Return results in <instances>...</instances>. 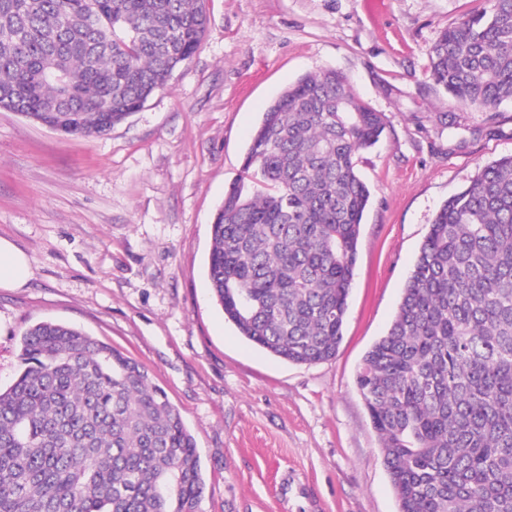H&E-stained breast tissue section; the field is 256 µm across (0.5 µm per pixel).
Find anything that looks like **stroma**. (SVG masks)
I'll return each mask as SVG.
<instances>
[{
    "mask_svg": "<svg viewBox=\"0 0 512 512\" xmlns=\"http://www.w3.org/2000/svg\"><path fill=\"white\" fill-rule=\"evenodd\" d=\"M488 0H205L196 54L104 136L0 111V238L30 277L0 288V385L53 320L144 365L194 435L200 512H398L356 376L384 336L440 206L512 155V103L485 112L427 73L439 34ZM332 69L388 121L360 155L364 214L334 358L292 364L225 320L211 224L266 107Z\"/></svg>",
    "mask_w": 512,
    "mask_h": 512,
    "instance_id": "stroma-1",
    "label": "stroma"
}]
</instances>
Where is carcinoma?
Segmentation results:
<instances>
[{"label":"carcinoma","instance_id":"obj_1","mask_svg":"<svg viewBox=\"0 0 512 512\" xmlns=\"http://www.w3.org/2000/svg\"><path fill=\"white\" fill-rule=\"evenodd\" d=\"M443 31L434 84L512 101V0ZM204 0H0V103L62 135H104L199 49ZM387 128L334 71L263 112L212 230V297L240 335L295 364L336 356ZM0 388V512H199L194 436L145 367L81 328L22 334ZM357 384L398 512H512V155L437 211Z\"/></svg>","mask_w":512,"mask_h":512}]
</instances>
